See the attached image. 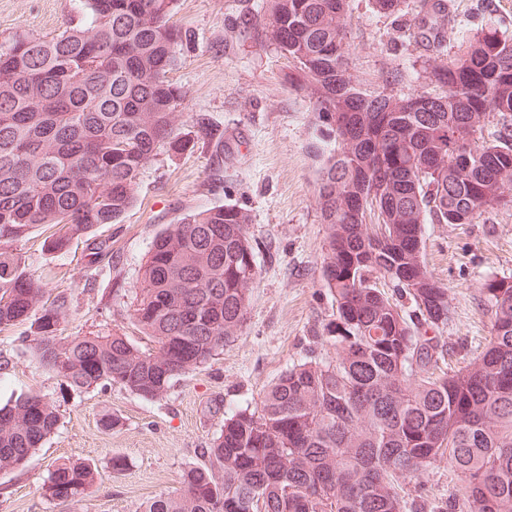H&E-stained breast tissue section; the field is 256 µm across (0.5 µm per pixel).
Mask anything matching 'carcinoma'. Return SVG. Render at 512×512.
Listing matches in <instances>:
<instances>
[{
	"instance_id": "carcinoma-1",
	"label": "carcinoma",
	"mask_w": 512,
	"mask_h": 512,
	"mask_svg": "<svg viewBox=\"0 0 512 512\" xmlns=\"http://www.w3.org/2000/svg\"><path fill=\"white\" fill-rule=\"evenodd\" d=\"M173 0H78L61 32L18 29L0 41V331L35 318L26 348L76 392L118 386L147 400L207 364L240 330L258 279L249 215L236 206L185 214L154 238L131 316L153 346L125 335H58L67 296L53 299L21 267L15 245L54 225L52 251L133 205L138 176L161 147L184 150L169 80L189 38ZM349 0H266L260 38L295 63L291 83L314 104L322 139L317 200L327 225L322 275L335 311L321 342L336 349L289 366L252 410L224 418L182 475L180 492L144 512H428L411 489L441 461L463 493L448 512H512V279L488 280L492 329L465 366L437 372L447 349L448 289L411 245L421 224H474L512 191V37L497 28L450 52L448 9L420 0L414 37L433 33L429 79L407 98L368 92L351 74ZM496 118L493 143L480 138ZM199 137L224 154L205 114ZM362 193L376 223L346 209ZM394 284L405 312L379 288ZM38 394L0 406V472L26 466L59 425ZM95 466L63 459L42 495L80 501Z\"/></svg>"
}]
</instances>
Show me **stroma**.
I'll return each instance as SVG.
<instances>
[{"label":"stroma","instance_id":"stroma-1","mask_svg":"<svg viewBox=\"0 0 512 512\" xmlns=\"http://www.w3.org/2000/svg\"><path fill=\"white\" fill-rule=\"evenodd\" d=\"M264 3L174 0L172 20L191 35L169 73L189 91L179 107L181 133L195 138L193 116L207 115L224 136L222 168H215L211 148L201 144L181 153L158 150L141 171L135 202L120 223L93 231L94 238L111 242V261L96 259L83 238L66 251H47L45 228L17 245L22 266L47 296L68 297L70 314L61 335L117 330L143 348L148 340L134 326L130 309L138 270L156 233L191 211L242 207L251 217L248 236L259 279L241 329L206 367L185 374L154 400L118 387L63 390L55 374L21 351L30 324L1 332L0 403L40 393L58 407L60 426L24 470L0 472V512H142L147 501L179 489L183 472L200 463V450L226 414L254 407L289 365L320 350L316 337L333 306L322 278L326 226L316 202L320 161L312 152L319 137L312 101L289 82L291 59L254 36ZM76 4L0 0V38L20 27L59 33ZM419 4L404 0L400 13L383 15L371 0H350L352 73L362 88L381 87L390 72L403 75L396 95L427 86L428 52L412 35ZM481 5L482 0H452L460 25L448 30V46L490 22L512 33V0H492L488 15ZM422 242L429 271L448 290L442 367L457 369L483 350L491 334L487 280L512 278V202L474 224L425 223ZM107 413L119 418V429L103 427ZM115 455L127 462L119 474L109 467ZM67 457L98 470L90 493L69 505L47 499L41 490L48 470Z\"/></svg>","mask_w":512,"mask_h":512}]
</instances>
